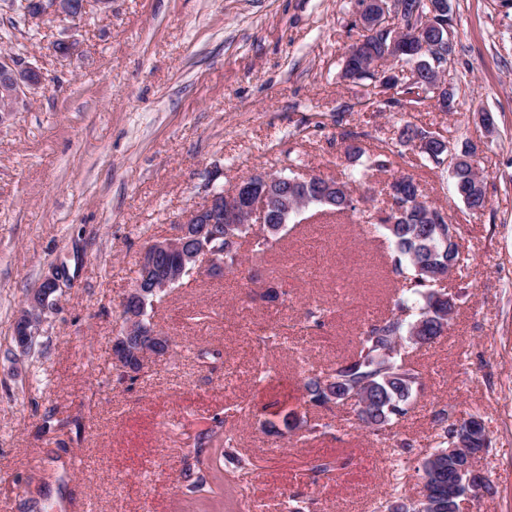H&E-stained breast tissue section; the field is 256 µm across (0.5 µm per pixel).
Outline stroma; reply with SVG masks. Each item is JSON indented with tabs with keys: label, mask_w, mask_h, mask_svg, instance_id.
Here are the masks:
<instances>
[{
	"label": "stroma",
	"mask_w": 512,
	"mask_h": 512,
	"mask_svg": "<svg viewBox=\"0 0 512 512\" xmlns=\"http://www.w3.org/2000/svg\"><path fill=\"white\" fill-rule=\"evenodd\" d=\"M448 3L452 113L429 100L393 107L369 81L343 78L360 36L357 0H112L111 12L76 27L19 21L18 6L0 0V50L46 76L0 124V512H286L296 493L308 512H374L391 486L397 501L417 497L435 406L479 416L490 440L480 463L488 487L461 512H512V0ZM60 40L77 41L79 55L54 53ZM407 121L452 134L457 149L478 144L483 211L456 198L449 164L399 143ZM351 138L390 147L388 171L369 178L374 201L354 183V210L295 214L271 250L248 259L260 284L228 272L172 289L151 316L175 353L149 360L137 380L122 376L110 341L138 257L204 203L208 177L227 189L291 169L344 181L366 166L345 158ZM400 173L447 212L467 266L445 283L456 296L447 333L413 353L422 379L411 409L388 428L412 445L398 475L351 404L308 406L298 382L332 370L402 294L389 242L373 229ZM59 263L71 284L32 350L16 356L19 311ZM269 286L278 301L262 300ZM310 310L323 312V327H309ZM269 319L285 343L247 348ZM198 347L223 357L200 366ZM236 405L237 447L253 470L225 477L213 499L185 502L170 432L207 428ZM291 409L324 431L267 433ZM320 457L337 468L316 482L309 464Z\"/></svg>",
	"instance_id": "1"
}]
</instances>
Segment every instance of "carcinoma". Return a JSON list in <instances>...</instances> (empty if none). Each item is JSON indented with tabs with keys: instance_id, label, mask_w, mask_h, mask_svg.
<instances>
[{
	"instance_id": "cac0c4a2",
	"label": "carcinoma",
	"mask_w": 512,
	"mask_h": 512,
	"mask_svg": "<svg viewBox=\"0 0 512 512\" xmlns=\"http://www.w3.org/2000/svg\"><path fill=\"white\" fill-rule=\"evenodd\" d=\"M441 1L448 2L405 0L403 22L410 24L414 17L428 13ZM400 59L409 65L408 76L401 83L407 104L417 105L434 98L430 90L435 70L432 61L418 54L413 47L402 49ZM453 179L456 195L470 209L486 207V192H481L477 199H470L474 187L471 166L457 167ZM392 183L403 188L405 197L400 199L399 210H390L387 217L381 220V227L393 244L394 272L406 280V285L416 295L414 306H409L405 301L398 302L395 312L368 325L353 354L336 363V368L330 373L311 371L304 375L300 386L304 403L313 407H324L331 401L341 403L357 389L367 392L370 399L368 417L359 415L357 419L376 436L385 433L391 422L408 415L409 400L420 383L421 372L409 359L405 346L430 345L447 331L444 320L448 308L438 304L435 289L438 281L448 275L450 267L461 264L460 245L448 241V225L432 224L427 220V201L419 182L409 175L400 174L393 177ZM321 184L323 180L315 176L305 185L302 195L307 197L309 204L336 212L356 209L350 196L339 193L322 195ZM291 216L292 213L286 212L282 215L281 223L272 225L277 230L275 234L252 236L247 227L238 232L237 240L224 241V267L233 270L238 253L246 243L254 254L268 251L273 241L277 240V234L286 228ZM412 309L415 310L413 319L404 318ZM417 323L422 324L418 341L409 336L411 327ZM237 412H242V409H237ZM235 413L225 412L224 418L214 420V425L195 436L193 447L183 449L180 477L183 494L189 499H207L215 493L221 472L220 462L224 461L240 471L253 466L249 459L235 450L233 427L229 426V420L235 417ZM431 418L439 430L435 447H449L457 435V426L463 421L453 418L445 406L433 409ZM281 421L289 431L303 428L311 434L327 427L325 423H309L306 416L295 410L285 412ZM214 442L222 446L217 457L205 451ZM435 493L440 503L438 512H460L462 495L448 488V480H442Z\"/></svg>"
}]
</instances>
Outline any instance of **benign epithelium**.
I'll return each mask as SVG.
<instances>
[{
  "label": "benign epithelium",
  "instance_id": "1",
  "mask_svg": "<svg viewBox=\"0 0 512 512\" xmlns=\"http://www.w3.org/2000/svg\"><path fill=\"white\" fill-rule=\"evenodd\" d=\"M24 16L28 20L39 19L46 15L62 18L76 25L82 21L84 14L71 7L70 0H22ZM403 4L400 0H367L358 5L354 24L362 32V38L356 42L352 54L363 53L364 44L374 36H382L389 43L382 46V52L373 56V63L396 61L399 59L404 44L416 40L433 23V14H422L418 21L407 27L401 24ZM44 76L38 67L18 56L0 53V122L14 112L18 104L31 98L43 85ZM288 177L274 173L251 174L239 180L230 191L226 192L213 184H207L208 194L205 202L189 212L185 220L177 226L170 236L149 242L139 261L143 271L153 272L148 284L153 296L168 291L179 283L185 272L193 275L219 276L224 273V251L215 243L217 228L223 224L234 228L238 224H250L254 216H259L264 224L270 213L278 210L288 211V193L283 183ZM175 251L179 253L178 263L173 267L157 269L160 257ZM63 265H54L45 274L36 288L28 296L25 309L14 326L17 349L25 353L31 349L38 336L43 316L53 309L63 288L69 279L60 276ZM142 294L141 282H136L123 297L121 307L125 323L115 331L111 340V350L128 345L133 336H149L158 342L156 351L149 354L154 359L162 358L158 350L162 348L154 331H147L139 325L141 316L135 310L128 309L132 297ZM451 455L460 461L458 480L465 489V494H479L486 483L484 472L471 464L475 449L471 448L470 426H465L458 438L447 450L426 457L427 469L439 468L443 456Z\"/></svg>",
  "mask_w": 512,
  "mask_h": 512
}]
</instances>
